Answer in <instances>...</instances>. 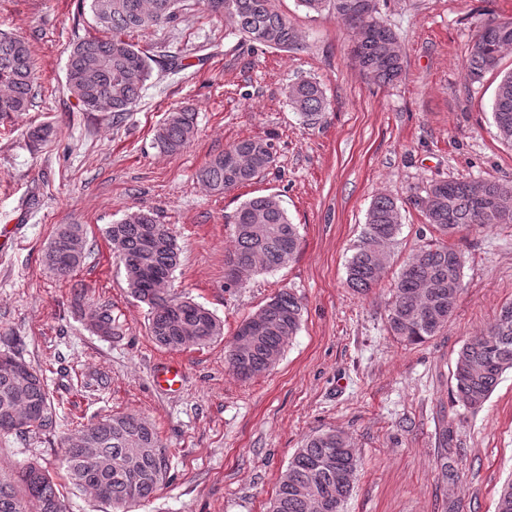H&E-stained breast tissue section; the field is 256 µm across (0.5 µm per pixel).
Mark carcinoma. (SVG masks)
<instances>
[{"label":"carcinoma","mask_w":512,"mask_h":512,"mask_svg":"<svg viewBox=\"0 0 512 512\" xmlns=\"http://www.w3.org/2000/svg\"><path fill=\"white\" fill-rule=\"evenodd\" d=\"M181 0H89L90 10L108 39L86 38L74 45L66 66V86L86 112L106 106L115 122L122 121L141 99L152 76L149 51L126 39L130 32L170 24L177 19ZM358 0H297L308 13L327 11L357 30V42L365 27L383 29L394 55L381 59L376 43L364 46L355 63L378 84H390L403 73V49L397 34L379 16V0H368L367 19L355 17ZM212 13L231 18L229 33L257 46L288 50L298 35L270 0H202ZM512 49V27L495 21L480 24L466 58L471 80L496 72L499 82L493 118L500 140L512 146V71L502 72V53ZM34 61L28 43L0 31V119L26 112L33 99ZM291 107L308 121L326 109L319 82L301 78L288 90ZM196 133L195 112L189 107L170 111L156 128L154 144L162 152L176 154ZM275 161L274 137L241 139L215 154L199 170L197 178L210 192L221 195L262 176ZM483 197L469 180L435 182L425 190L419 207L439 240L417 250L401 267L391 289L387 330L409 344L423 343L438 335L451 319L464 291L463 261L448 245V238L462 229L489 224H512V181L482 180ZM400 229V206L380 194L371 202L359 244L347 266V285L368 295L382 278L378 255L389 253ZM119 258L132 296L149 310L148 332L168 350L204 346L223 336L224 325L204 305L179 296L156 283L173 278L180 263V247L170 228L151 210L129 212L104 230ZM235 247L227 267L235 266L250 279L260 272L286 266L299 246L297 225L290 222L282 200L275 194L252 197L234 216ZM86 234L80 224L57 226L45 253V263L61 280L71 283L72 307L88 314L90 328L101 336L118 335V326L107 304L88 302L87 289L72 281L83 262ZM301 304L291 292H280L262 308L261 328L241 357L227 345L228 367L240 378L259 376L280 359L288 340L300 325ZM512 369V302L500 308L486 332L465 343L457 354L452 373L456 398L465 407L484 405L502 374ZM32 415L30 422L17 419ZM59 416L43 373L36 371L12 350H0V433L20 438L50 435ZM64 461L69 483L79 491L95 490V499L106 512H127L129 505L149 499L168 479L170 462L155 426L135 414L115 413L81 426L67 440ZM361 466L350 438L328 430L310 436L281 473L267 512H345L353 482ZM34 501L39 512H68L65 497L49 471L37 461L25 463L14 479L0 477V512H26ZM495 512H512V480L498 491Z\"/></svg>","instance_id":"obj_1"}]
</instances>
